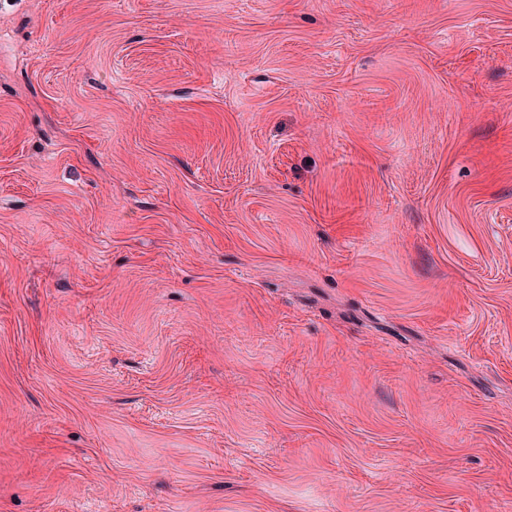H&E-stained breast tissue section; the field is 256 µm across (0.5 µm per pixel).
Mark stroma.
Instances as JSON below:
<instances>
[{
    "label": "stroma",
    "mask_w": 512,
    "mask_h": 512,
    "mask_svg": "<svg viewBox=\"0 0 512 512\" xmlns=\"http://www.w3.org/2000/svg\"><path fill=\"white\" fill-rule=\"evenodd\" d=\"M0 512H512V0H0Z\"/></svg>",
    "instance_id": "35a3bbf8"
}]
</instances>
